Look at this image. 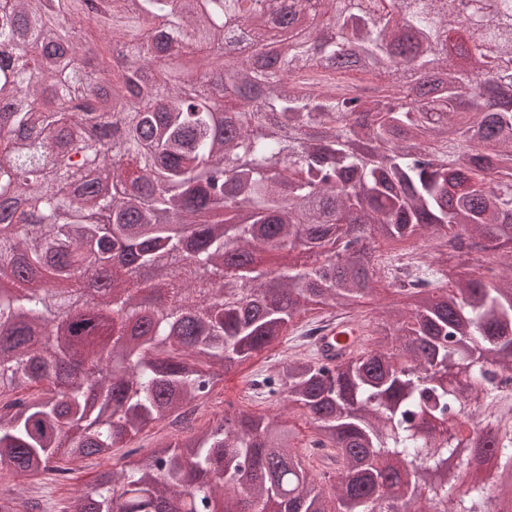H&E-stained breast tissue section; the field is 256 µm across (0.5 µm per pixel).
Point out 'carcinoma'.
Masks as SVG:
<instances>
[{
  "label": "carcinoma",
  "mask_w": 512,
  "mask_h": 512,
  "mask_svg": "<svg viewBox=\"0 0 512 512\" xmlns=\"http://www.w3.org/2000/svg\"><path fill=\"white\" fill-rule=\"evenodd\" d=\"M97 2L0 0L15 58L0 60V478L110 461L288 340L308 305L351 315L385 282L406 303L380 340L260 375L269 404L312 421L303 449L285 415L226 411L61 512L512 500V259L490 279L458 271L512 243V0H323L318 24L309 0H288L286 22L255 0ZM243 21L274 67L225 59ZM382 241L425 252L414 279ZM482 440L493 471L433 482Z\"/></svg>",
  "instance_id": "1"
}]
</instances>
